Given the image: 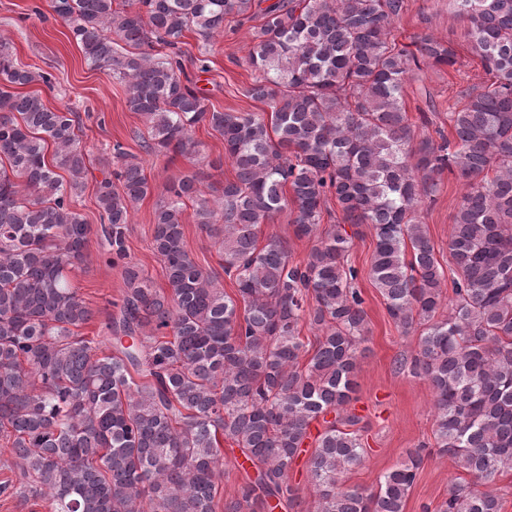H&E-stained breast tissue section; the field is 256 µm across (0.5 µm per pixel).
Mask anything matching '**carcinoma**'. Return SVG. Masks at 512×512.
<instances>
[{
    "instance_id": "1",
    "label": "carcinoma",
    "mask_w": 512,
    "mask_h": 512,
    "mask_svg": "<svg viewBox=\"0 0 512 512\" xmlns=\"http://www.w3.org/2000/svg\"><path fill=\"white\" fill-rule=\"evenodd\" d=\"M263 2L52 0L87 61L124 83L127 107L148 124V151L196 154L203 124L223 137L235 169L212 200L194 174L166 188L153 230L165 293L128 261L130 209L151 185L115 146L116 169L96 198L125 291L102 355V341L75 333L94 311L68 276L90 233L72 209L89 171L80 116L9 90L51 75L15 62L0 38V438L13 449L16 494L50 512H216L227 443L254 477L224 512H285L310 439L315 512H404L421 448L375 492L342 483L363 461L358 417L340 410L367 351L347 223L372 226L370 277L388 314L405 334L423 327L403 366L433 390L438 452L471 477L439 512H499L489 484L512 470V0H456L493 82L463 93L448 113L454 142L441 144L414 139L402 92L421 65L457 60L430 35L413 51L396 41L405 0ZM230 16L261 20L247 95L267 118L208 108L184 76V33L208 42ZM445 169L466 190L448 240L454 297L438 319L446 276L418 208ZM330 195L342 223L319 236ZM188 201L238 298L185 249ZM289 206L296 235L317 238L302 264L279 239L258 245L259 225ZM304 323L322 336L302 365Z\"/></svg>"
}]
</instances>
